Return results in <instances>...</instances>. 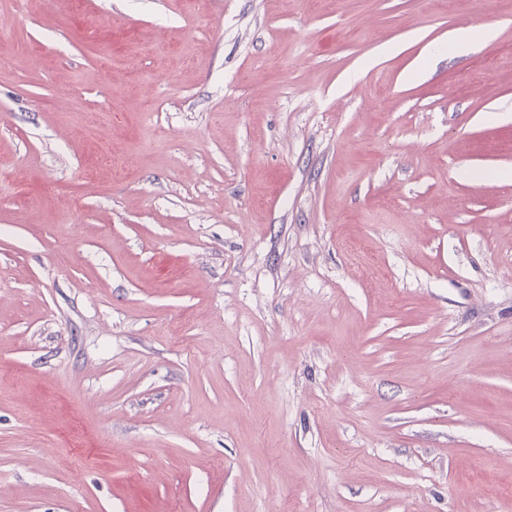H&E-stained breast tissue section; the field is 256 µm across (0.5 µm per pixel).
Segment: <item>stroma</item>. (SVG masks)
<instances>
[{
    "label": "stroma",
    "instance_id": "1",
    "mask_svg": "<svg viewBox=\"0 0 512 512\" xmlns=\"http://www.w3.org/2000/svg\"><path fill=\"white\" fill-rule=\"evenodd\" d=\"M0 512H512V0H0Z\"/></svg>",
    "mask_w": 512,
    "mask_h": 512
}]
</instances>
